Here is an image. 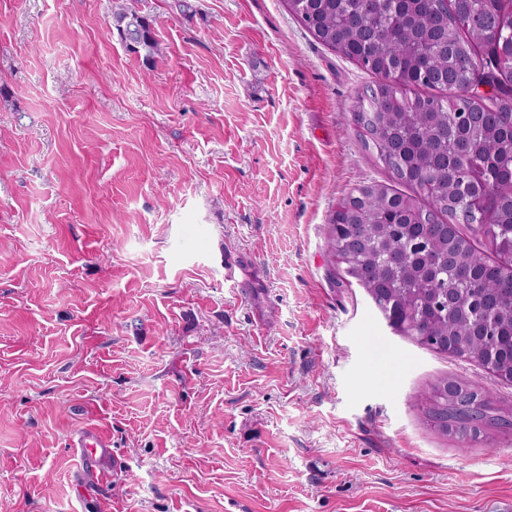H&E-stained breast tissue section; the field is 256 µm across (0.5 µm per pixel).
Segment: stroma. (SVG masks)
<instances>
[{
	"instance_id": "1",
	"label": "stroma",
	"mask_w": 512,
	"mask_h": 512,
	"mask_svg": "<svg viewBox=\"0 0 512 512\" xmlns=\"http://www.w3.org/2000/svg\"><path fill=\"white\" fill-rule=\"evenodd\" d=\"M191 2L138 0L148 55L112 0H0V512H512V433L421 400L512 385L336 284L374 76L283 0ZM87 425L122 468L80 498ZM116 2L117 9L113 13V18L121 39L133 50L142 48L148 55L153 54L158 44L153 37L149 19L128 3L134 1L118 0ZM448 385L466 389L461 403L448 397ZM445 392V393H444ZM426 413L438 430L460 444L475 442L486 428L512 430V413H495L488 389L452 376H442L428 386ZM441 427H447L445 432Z\"/></svg>"
}]
</instances>
